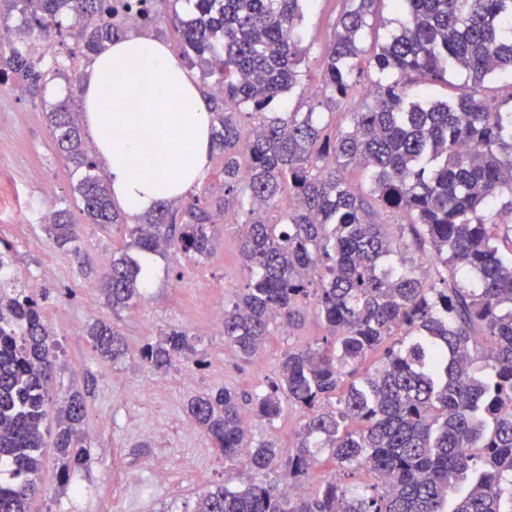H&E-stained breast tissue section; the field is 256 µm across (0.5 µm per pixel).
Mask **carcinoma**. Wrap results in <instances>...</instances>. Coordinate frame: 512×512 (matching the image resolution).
Wrapping results in <instances>:
<instances>
[{
    "mask_svg": "<svg viewBox=\"0 0 512 512\" xmlns=\"http://www.w3.org/2000/svg\"><path fill=\"white\" fill-rule=\"evenodd\" d=\"M344 2L321 59L322 95L341 113L322 122L312 111H277L305 60L297 25L308 0H193L183 57L216 88L208 111L224 194L140 216L112 253L102 294L115 315L137 306L148 273L136 254L207 259L221 233L216 216L232 210L246 215L238 251L249 281L224 309V344L255 357L272 325L292 328L309 311L322 324L323 335L288 349L259 390L222 386L188 399L191 426L261 476L214 485L194 512H512V255L502 248L512 246V225L492 215L512 210V112L483 95L486 80L512 74V0H395L404 22L368 58L360 39L377 0ZM15 12L25 48L0 49V86L33 100L65 68L58 60L43 69L30 45L73 30L95 55L126 33L109 0H0L1 24ZM371 69L372 103L357 110L351 91ZM450 70L466 73L461 92L428 99ZM43 112L71 184L45 231L77 254L72 209L102 230L121 225L119 213L68 101ZM349 168L363 172L368 195L340 176ZM285 193L295 205L281 210ZM379 208L407 222L380 224ZM46 300L0 279V512H28L44 435L63 486L87 462L82 394L59 407L54 429L47 424L59 346ZM86 335L98 356L125 357L114 324L99 319ZM197 345L173 328L140 359L166 372L196 359ZM245 409L270 425L300 414L284 470L274 442L252 444ZM324 458L368 484L331 478L307 493ZM285 482L299 492L284 493Z\"/></svg>",
    "mask_w": 512,
    "mask_h": 512,
    "instance_id": "cac0c4a2",
    "label": "carcinoma"
}]
</instances>
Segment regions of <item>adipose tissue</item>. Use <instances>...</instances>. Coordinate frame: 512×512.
Here are the masks:
<instances>
[{
	"label": "adipose tissue",
	"instance_id": "ef3b65f1",
	"mask_svg": "<svg viewBox=\"0 0 512 512\" xmlns=\"http://www.w3.org/2000/svg\"><path fill=\"white\" fill-rule=\"evenodd\" d=\"M132 101L112 112L113 99ZM82 121L129 218L207 180L211 127L195 74L169 47L138 33L107 44L86 70Z\"/></svg>",
	"mask_w": 512,
	"mask_h": 512
}]
</instances>
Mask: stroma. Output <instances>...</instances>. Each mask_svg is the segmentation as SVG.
<instances>
[{
    "mask_svg": "<svg viewBox=\"0 0 512 512\" xmlns=\"http://www.w3.org/2000/svg\"><path fill=\"white\" fill-rule=\"evenodd\" d=\"M343 9V0H310L300 24L306 67L299 86L285 96L288 111L306 112L315 104V93L323 85L320 60ZM401 19L393 0H379L361 40L366 53L395 33ZM1 127L11 129L12 136L0 141V239L15 250L17 280L51 293L44 321L62 349L50 382L53 397L60 401L80 391L88 410L85 430L92 435L89 463L74 474L69 490L60 484L54 449H43L39 491L30 512H194L199 497L213 485L247 482L250 472L224 461L189 424L183 404L221 386L255 391L275 375L288 348L321 334L317 319L309 315L300 327L274 328L257 362L243 361L225 348L224 332L212 323L211 311L227 306L248 278L238 255L240 227L230 223L208 259L195 263L175 252L153 257L157 276L146 299L113 317L103 304L101 273L104 257L122 247V232L99 230L78 214L74 220L81 225L80 254L55 247L39 219L68 193L70 175L55 149L42 104L20 92L0 90ZM31 210L37 222H25ZM48 261L57 269L51 280L40 274ZM97 318L114 321L125 336V358L114 362L93 351L83 327ZM171 328L200 335V366L179 362L169 372L157 373L143 365L142 345ZM300 422L295 412L272 426L253 417L248 429L253 442L272 441L286 450ZM159 427L165 429V438H153ZM158 465L168 466L167 479L156 478Z\"/></svg>",
    "mask_w": 512,
    "mask_h": 512,
    "instance_id": "obj_1",
    "label": "stroma"
}]
</instances>
